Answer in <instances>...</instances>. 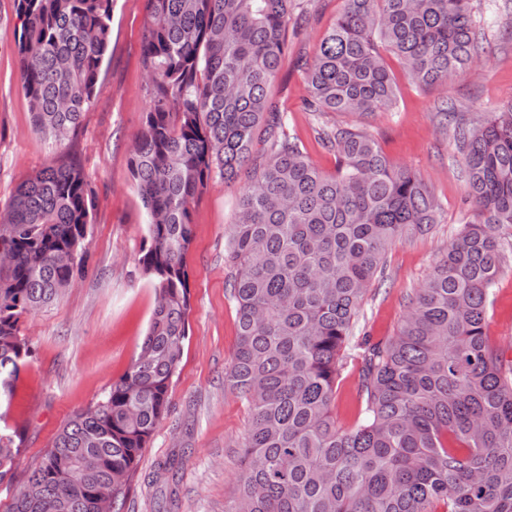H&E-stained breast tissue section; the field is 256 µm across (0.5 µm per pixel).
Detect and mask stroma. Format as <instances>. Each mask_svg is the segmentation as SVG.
<instances>
[{
	"label": "stroma",
	"instance_id": "stroma-1",
	"mask_svg": "<svg viewBox=\"0 0 512 512\" xmlns=\"http://www.w3.org/2000/svg\"><path fill=\"white\" fill-rule=\"evenodd\" d=\"M303 2L305 12L296 32L288 36V51L270 93L289 134L321 171L331 174L336 157L318 142L314 113L301 107L306 82L300 64L314 55L343 2ZM146 7L147 0H114L102 90L78 133L60 145L33 125L16 48L20 22L14 0H0V208L21 182L69 156L96 192L86 276L21 325L32 353L9 394L0 398V417L24 432L25 447L0 482V512H9L27 473L63 425L76 412L94 406L126 373L155 307L154 289L138 264L148 217L130 164L133 141L150 106L142 66ZM484 43L487 51L474 70L426 90L409 80L397 57L387 55L398 85L393 110L327 115L331 123L367 129L387 158L415 172L442 207L441 222L429 234L388 250L384 274L362 305L356 335L378 340L396 333L409 295L469 219L466 175L436 107L448 101L455 121L470 124L512 100V0H498L497 21L486 26ZM240 190V183L213 177L193 209L189 336L170 387L169 411L128 483L122 512H224L237 484L238 445L248 428L249 409L228 385L225 372L237 334L227 229ZM488 333L512 361V265L504 269L490 296ZM358 368V359L349 358L336 391L334 412L346 427L355 423L361 406Z\"/></svg>",
	"mask_w": 512,
	"mask_h": 512
}]
</instances>
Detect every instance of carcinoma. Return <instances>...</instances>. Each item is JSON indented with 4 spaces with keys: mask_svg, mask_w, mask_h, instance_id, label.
<instances>
[{
    "mask_svg": "<svg viewBox=\"0 0 512 512\" xmlns=\"http://www.w3.org/2000/svg\"><path fill=\"white\" fill-rule=\"evenodd\" d=\"M113 0H15L17 51L34 125L62 144L101 90ZM300 0H148L142 61L150 107L131 168L147 210L139 265L156 293L140 351L93 407L75 414L10 512H95L122 500L167 413L190 313L192 208L215 175L250 168L228 230L237 344L225 377L248 405L241 473L224 512H512V366L486 332L512 224V100L458 127L472 217L409 299L386 340L355 338L387 251L440 221V205L368 132L320 124L336 170L288 134L268 90ZM419 88L471 70L482 50L472 0H343L305 62L302 108L393 109L382 51ZM262 143L261 161L254 157ZM95 193L74 161L52 163L5 206L0 247V394L31 353L21 322L53 304L89 261ZM76 248V264L55 255ZM362 350L358 423L333 407L350 345ZM0 427V482L21 452Z\"/></svg>",
    "mask_w": 512,
    "mask_h": 512,
    "instance_id": "1",
    "label": "carcinoma"
}]
</instances>
